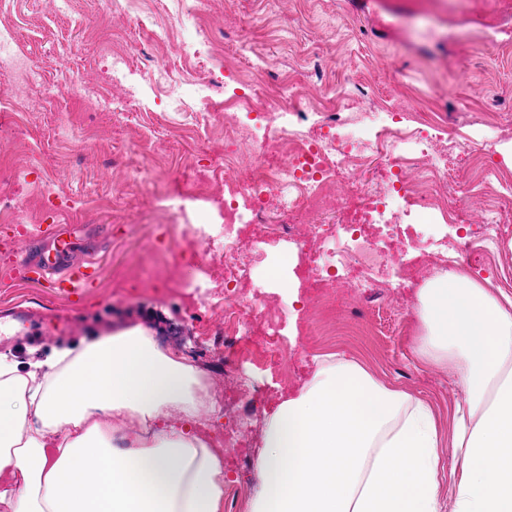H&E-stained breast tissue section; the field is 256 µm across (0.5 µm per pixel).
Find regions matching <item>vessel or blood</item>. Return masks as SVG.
Segmentation results:
<instances>
[{"instance_id":"vessel-or-blood-1","label":"vessel or blood","mask_w":512,"mask_h":512,"mask_svg":"<svg viewBox=\"0 0 512 512\" xmlns=\"http://www.w3.org/2000/svg\"><path fill=\"white\" fill-rule=\"evenodd\" d=\"M71 246L61 238V227L57 224L29 233L23 250L16 262L22 275L45 277L55 273L58 281L68 288L70 293L78 295L92 285L96 278V269L92 262L77 266L70 261Z\"/></svg>"}]
</instances>
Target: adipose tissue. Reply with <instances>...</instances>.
I'll return each mask as SVG.
<instances>
[{
  "label": "adipose tissue",
  "instance_id": "obj_1",
  "mask_svg": "<svg viewBox=\"0 0 512 512\" xmlns=\"http://www.w3.org/2000/svg\"><path fill=\"white\" fill-rule=\"evenodd\" d=\"M418 302V353L463 391L453 512H512V299L456 271ZM207 398L190 360L141 324L25 365L0 353V503L221 512L224 454L200 431ZM131 418L143 428L132 442ZM441 448L426 402L330 356L267 415L246 512H440Z\"/></svg>",
  "mask_w": 512,
  "mask_h": 512
}]
</instances>
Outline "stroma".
I'll return each instance as SVG.
<instances>
[{"label": "stroma", "mask_w": 512, "mask_h": 512, "mask_svg": "<svg viewBox=\"0 0 512 512\" xmlns=\"http://www.w3.org/2000/svg\"><path fill=\"white\" fill-rule=\"evenodd\" d=\"M12 16L20 25L19 43L45 68L48 79L83 73L86 87L69 100L68 111L51 107L30 113L25 130L0 135V161L15 167L12 182L0 186V199L16 208V223L0 219V242L47 224L68 223L77 215L86 229L79 235L74 261L92 260L94 283L79 295L54 288L47 280L16 274L0 253V329L18 310L28 311L32 339L23 344L0 341V352L27 361L55 345H76L111 327L149 324L174 328L180 342L194 346L200 369L224 365L223 344L200 341L198 334L216 319L194 308L181 291L153 290L159 270L142 267L138 256L160 250L173 263L182 244L158 224L156 188L133 181L123 203L105 208L113 173L123 162H137L144 142L172 179L185 177L177 161L205 142L216 157L223 137L213 135L191 107L165 112L172 86L192 97L193 77L209 67L207 56L175 57L166 46L144 86L145 111H125L129 88L112 84L104 66L78 44V35L99 19L97 0H71L57 10L54 0H16ZM207 18L224 32V65L255 74L264 65L292 79L303 94L316 95L313 64L325 62L326 79L342 90L363 85L350 102L353 114L395 108L420 112L438 123L433 135L479 139L488 160L512 170V45L494 42V27L512 24V0H211ZM477 39L480 48L462 55L458 43ZM474 281L492 292L512 295V240L484 256L472 271ZM255 278L277 292L294 323L316 318L306 297H293L291 266L278 249L256 256ZM356 275H349L335 299L336 328L325 336H302L288 356L295 379L281 384L277 372L241 365L239 375L262 390L242 399L240 422L262 429L266 412L311 379L318 357L340 355L358 361L379 382L429 402L443 430H450L453 409L462 398L447 372L430 368L417 355L414 338L419 316L401 319L399 301L369 313L359 325L348 311L359 302Z\"/></svg>", "instance_id": "35a3bbf8"}]
</instances>
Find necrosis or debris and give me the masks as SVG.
<instances>
[{
  "instance_id": "necrosis-or-debris-1",
  "label": "necrosis or debris",
  "mask_w": 512,
  "mask_h": 512,
  "mask_svg": "<svg viewBox=\"0 0 512 512\" xmlns=\"http://www.w3.org/2000/svg\"><path fill=\"white\" fill-rule=\"evenodd\" d=\"M158 42L175 45L184 57L204 52L216 60L223 57L222 40L201 24L177 32L158 26L146 44L100 30L90 48L106 58L113 82L126 83L149 78ZM0 74L15 88L11 97L0 95V107L7 111L36 112L56 99L42 68L20 53L13 30L2 24ZM195 87L193 108L211 120L220 118L217 99L222 95L252 116L224 132L223 240H206L198 224L182 228L190 260L218 271L224 280V350L234 362L268 369L288 360L282 310L271 293L252 282L246 254L257 245L292 248L314 304L328 315L344 266L363 269L362 296L372 302L389 296L374 257L396 262L408 277L431 265L434 253L424 239L400 224L405 210L432 214L451 227L444 251L459 267L477 266L488 250L512 235V202L491 207L477 227L467 226L465 216L480 187L457 188L448 156L434 147L423 115L404 112L380 123L367 115L353 124L335 103V82H323L319 90L329 108L312 112L296 85L278 83L264 69L238 93H225L220 69L200 76ZM373 157L385 161L380 181L336 191L343 175ZM274 201L285 221L270 230L262 220Z\"/></svg>"
}]
</instances>
